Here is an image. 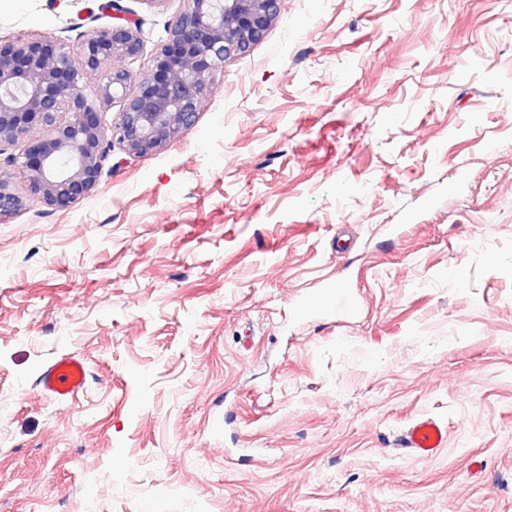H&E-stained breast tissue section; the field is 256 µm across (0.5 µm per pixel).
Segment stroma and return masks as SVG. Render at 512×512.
Returning a JSON list of instances; mask_svg holds the SVG:
<instances>
[{
	"label": "stroma",
	"mask_w": 512,
	"mask_h": 512,
	"mask_svg": "<svg viewBox=\"0 0 512 512\" xmlns=\"http://www.w3.org/2000/svg\"><path fill=\"white\" fill-rule=\"evenodd\" d=\"M100 2L0 0V36ZM119 3L138 75L184 2ZM0 512H512V0H282L170 147L0 216ZM88 377L85 359L77 353H64L41 367L37 386L49 399L73 400L85 391ZM402 446L420 457H432L445 447L448 428L430 417L413 421L402 435Z\"/></svg>",
	"instance_id": "stroma-1"
}]
</instances>
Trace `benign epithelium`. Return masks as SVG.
Returning <instances> with one entry per match:
<instances>
[{"label": "benign epithelium", "instance_id": "obj_1", "mask_svg": "<svg viewBox=\"0 0 512 512\" xmlns=\"http://www.w3.org/2000/svg\"><path fill=\"white\" fill-rule=\"evenodd\" d=\"M280 0H186L167 39L136 76L113 60L143 50L141 20L112 2L111 25L86 38L0 37V146L26 142L4 159L30 196L67 209L97 186L102 162L116 142L133 157L165 150L195 123L213 73L267 34ZM98 79L94 98L82 81ZM120 103L108 125L104 112ZM26 197L13 173L0 168V215L19 211Z\"/></svg>", "mask_w": 512, "mask_h": 512}]
</instances>
